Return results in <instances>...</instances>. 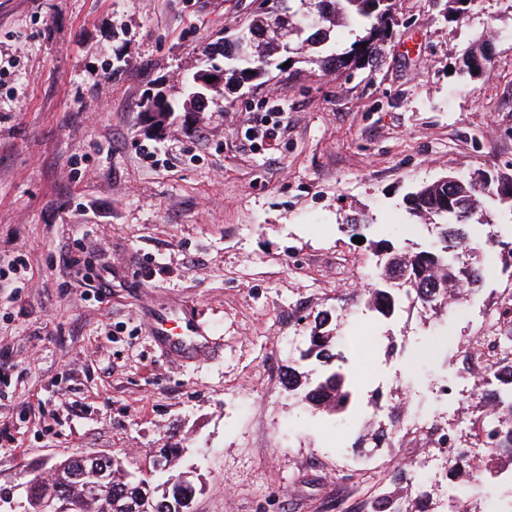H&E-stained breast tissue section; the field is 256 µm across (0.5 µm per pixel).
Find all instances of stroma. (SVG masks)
<instances>
[{"instance_id":"obj_1","label":"stroma","mask_w":512,"mask_h":512,"mask_svg":"<svg viewBox=\"0 0 512 512\" xmlns=\"http://www.w3.org/2000/svg\"><path fill=\"white\" fill-rule=\"evenodd\" d=\"M260 0H0V257L28 267L0 288V495L37 466L108 452L153 475L163 444L193 477L191 512H352L356 501L411 488L419 455L380 439L398 414L331 416L286 382L315 323L373 344L354 363L362 390L392 404L433 403L449 381L467 393L449 413L459 439L480 401L469 362L443 335L494 336L447 310L365 304L369 241L401 249L434 239L403 198L448 173L512 169V0H474L461 25L446 0H399L381 65L353 78L304 63L202 112L151 128L148 98L179 94L204 46L246 26ZM492 61L457 67L485 30ZM282 108L276 149L246 131ZM373 220L354 243L349 218ZM101 278L63 276L61 256ZM480 302L512 299V276L488 261ZM191 311L206 353L175 360L147 325ZM414 360L403 382L394 375ZM467 493L512 512V457L480 454Z\"/></svg>"}]
</instances>
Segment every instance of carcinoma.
I'll return each mask as SVG.
<instances>
[{
    "instance_id": "carcinoma-1",
    "label": "carcinoma",
    "mask_w": 512,
    "mask_h": 512,
    "mask_svg": "<svg viewBox=\"0 0 512 512\" xmlns=\"http://www.w3.org/2000/svg\"><path fill=\"white\" fill-rule=\"evenodd\" d=\"M310 0H261L256 14L248 24L254 35L247 51L240 50L234 41L226 40L220 47L224 66L202 68L193 76L201 80L198 91H206L202 82L214 72L224 78V88L246 85L269 75L271 68L283 69L291 62L310 63L321 71L338 77H350L358 70L375 67L384 55V47L393 38L399 26L396 4L398 0H318L320 14L314 27L305 30ZM473 0H447L448 21L461 22L467 16ZM279 25L296 31L291 44L295 52L289 55L274 52L271 44L263 39L271 26ZM353 25L358 30L355 40L342 50L336 49L337 30ZM490 41L478 38L475 45L461 58L459 71L471 78L474 71H483L491 63L488 54ZM175 105L168 99L156 96L148 100L147 116L156 126H162L176 112L195 111ZM407 213L435 225L438 241L435 245L417 251L391 252L393 261L376 264V273L366 286L369 307L384 317L393 315L404 301L422 299V294L440 290L437 302L445 303L457 286L478 277L475 265L458 264L448 249L461 243H478L472 235L473 228L483 231L494 224V214L507 212L512 215V177H490L476 180L458 178L443 184L431 183L407 193L403 198ZM308 348L300 360L322 359L328 364L317 382L306 388L304 399L311 405L324 407L340 414L356 404L357 390L347 381L341 369L329 366L336 358L334 349L346 346L343 337L323 333L315 328L308 336ZM475 436L489 441L483 447L499 454L512 456V404L494 410L472 422ZM178 448H160L155 460L166 468L159 487L131 472L125 460L110 454L103 461L110 472V479L97 478L100 464L81 458L65 460L49 467L51 480L37 474L39 480L27 495V512H104L103 505L112 506L111 512H188L189 498L195 486L188 473L175 470ZM373 512H402L399 499L387 493L374 498L370 504Z\"/></svg>"
}]
</instances>
